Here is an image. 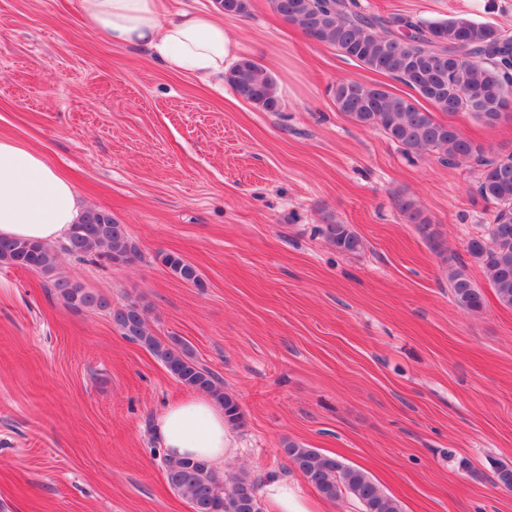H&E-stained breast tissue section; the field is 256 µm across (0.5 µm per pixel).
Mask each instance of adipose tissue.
Instances as JSON below:
<instances>
[{
    "label": "adipose tissue",
    "mask_w": 512,
    "mask_h": 512,
    "mask_svg": "<svg viewBox=\"0 0 512 512\" xmlns=\"http://www.w3.org/2000/svg\"><path fill=\"white\" fill-rule=\"evenodd\" d=\"M82 16L116 47H143L162 68L201 78L225 72L240 43L217 15L200 10L169 14L163 0H79ZM83 212L74 184L43 154L0 137V237L51 242ZM153 431L165 455L194 456L223 466L237 447L224 411L210 398L190 394L162 409Z\"/></svg>",
    "instance_id": "1"
}]
</instances>
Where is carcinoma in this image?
I'll return each instance as SVG.
<instances>
[{"mask_svg":"<svg viewBox=\"0 0 512 512\" xmlns=\"http://www.w3.org/2000/svg\"><path fill=\"white\" fill-rule=\"evenodd\" d=\"M273 9L297 26L309 39L335 47L344 57L375 73L397 78L413 90L402 96L382 85L339 81L332 91L336 109L353 124L377 127L408 155L441 154L450 166L476 167L474 194L493 205L487 230L470 237L465 251L483 270L498 301L512 308V152L487 156L483 146L465 138L450 124L422 109L423 99L435 109L453 114L468 112L486 126L512 114V32L489 22L463 17L426 21L411 15L382 16L367 12L361 0H271ZM230 15L247 17L252 0H224ZM234 92L267 111L279 109L274 80L256 62L244 59L224 74ZM400 210L432 243H437L431 220L411 201ZM322 233L343 254H356L363 240L347 224H327ZM70 255L100 252L114 264L140 259L124 225L112 215L88 209L70 225L62 243ZM158 259L171 273L194 285L201 283L197 269L173 253ZM0 266L41 273L50 278L55 295L71 310H108L123 335L155 356L182 386L209 396L224 408L225 421L243 425L235 397L224 390L209 369L193 359L189 345L176 336L161 339L149 327L148 305L130 300L118 309L95 292L82 288L57 271L54 247L29 239L0 238ZM448 286L455 304L469 313L483 310L484 294L455 263L448 266ZM284 454L323 498L346 495L361 512H401L366 471L352 467L317 448L288 442ZM494 483L512 490V465L492 466ZM169 487L185 497L194 512H258L257 482L248 473L226 475L199 458L165 459Z\"/></svg>","mask_w":512,"mask_h":512,"instance_id":"carcinoma-1","label":"carcinoma"}]
</instances>
